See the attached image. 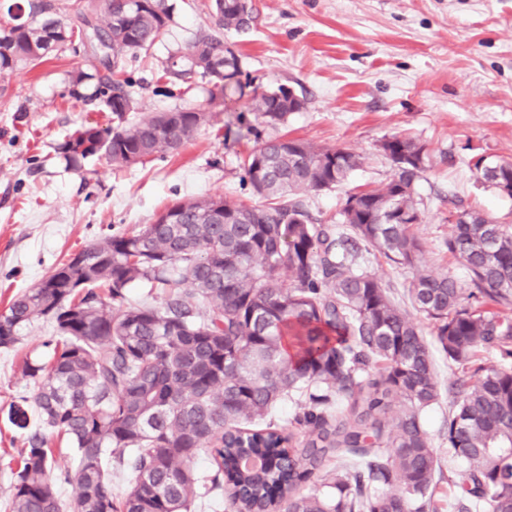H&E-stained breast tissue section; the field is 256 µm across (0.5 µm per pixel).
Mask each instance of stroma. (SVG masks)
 <instances>
[{
  "label": "stroma",
  "instance_id": "1",
  "mask_svg": "<svg viewBox=\"0 0 512 512\" xmlns=\"http://www.w3.org/2000/svg\"><path fill=\"white\" fill-rule=\"evenodd\" d=\"M173 21L162 40L135 64L137 114L202 103L205 89L170 92L158 76L169 56L210 25L209 0H169ZM256 18L224 40L240 56L242 89H228L210 123L175 153L122 170L103 159L67 167L57 147L83 124H107L93 106L67 108L69 75L89 69L86 52L65 51L0 81V309L39 283L70 255L121 231L153 223L178 199L221 194L252 202L240 166L258 142L302 139L343 145L364 157L341 187L303 197L311 216L331 223L347 193L387 183L394 175L380 144L401 135L425 145L429 161L416 184L422 221L412 230L423 264L448 273L463 293L469 277L448 252V213L476 209L512 226V196L483 183L477 158L512 161V0H253ZM292 88L302 111L269 125L246 107L253 90ZM55 330L38 320L13 348H0V512H10L12 472L36 419V382L27 359L47 360ZM439 400L424 424L440 458L437 512H449L462 466L448 454L444 421L459 395V372L436 353Z\"/></svg>",
  "mask_w": 512,
  "mask_h": 512
}]
</instances>
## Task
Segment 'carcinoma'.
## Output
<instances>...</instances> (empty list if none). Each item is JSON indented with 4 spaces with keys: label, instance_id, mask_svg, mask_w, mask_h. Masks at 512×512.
Masks as SVG:
<instances>
[{
    "label": "carcinoma",
    "instance_id": "1",
    "mask_svg": "<svg viewBox=\"0 0 512 512\" xmlns=\"http://www.w3.org/2000/svg\"><path fill=\"white\" fill-rule=\"evenodd\" d=\"M105 22L82 13L66 23L46 0L7 7L0 21V76L35 67L50 53L91 48L98 64L70 75L72 105L101 104L106 127L82 125L59 145L66 164L105 158L118 168L180 149L212 117L226 77L243 74L223 32L252 27L253 6L210 0L212 26L170 58L162 77L193 91L211 85L207 105L128 119L127 58L148 53L172 20L168 0H102ZM229 75H224V72ZM279 86L253 91L248 109L282 124L304 108ZM395 174L377 188L349 193L339 223L323 224L302 195L344 184L363 165L344 147L300 139L259 143L241 180L259 201L206 195L177 200L137 232L104 237L81 250L0 312V348L44 318L53 323L48 361L27 360L41 380L38 425L13 472L10 512H62L50 435H64L78 464L65 479L78 492L71 512H191L204 495L227 512H427L436 449L422 420L439 397L433 349L461 368L460 400L448 412V453L466 464L453 512H512V371L471 367L481 348L512 358V230L480 212L452 225L445 246L467 270L482 302L461 304L457 282L420 265L421 221L415 183L426 171L420 143L392 135L380 144ZM481 179L512 196V162L474 164ZM413 271V309L390 297L382 280L358 269L360 246ZM145 282L156 306L127 303ZM380 363L377 378L367 369ZM297 400L285 428L277 405ZM397 415L388 417L393 403ZM205 453L208 472L198 473ZM134 479L112 493L102 457ZM321 478V491L300 485Z\"/></svg>",
    "mask_w": 512,
    "mask_h": 512
}]
</instances>
